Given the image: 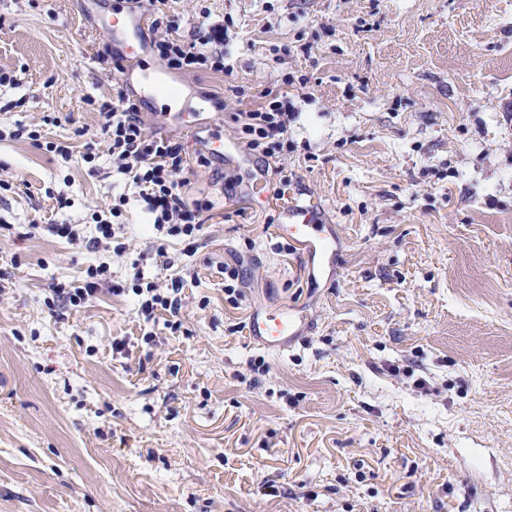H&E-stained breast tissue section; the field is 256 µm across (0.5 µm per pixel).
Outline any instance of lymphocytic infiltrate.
Wrapping results in <instances>:
<instances>
[{"label":"lymphocytic infiltrate","instance_id":"lymphocytic-infiltrate-1","mask_svg":"<svg viewBox=\"0 0 512 512\" xmlns=\"http://www.w3.org/2000/svg\"><path fill=\"white\" fill-rule=\"evenodd\" d=\"M137 6L153 15L154 28L160 36L154 42L159 60L169 69L193 71L206 68L224 69V55L216 49L224 39L220 28L198 29L192 36L180 32L178 20L164 11L165 0H135ZM260 107L242 113L239 135L244 146L253 153L271 157L288 146V126L294 114L287 95L266 91ZM100 131L109 145L112 163L118 173L129 176L156 231L181 241L198 240L205 224V213L212 210L210 200L187 201L182 188L186 152L180 140L147 133L136 103L125 95L100 108ZM164 269L171 276L166 287L136 273L138 283L133 293L137 298V314L144 320L166 315V329L178 332L183 307V278L172 273L171 261Z\"/></svg>","mask_w":512,"mask_h":512}]
</instances>
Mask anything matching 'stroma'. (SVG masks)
<instances>
[{
	"label": "stroma",
	"mask_w": 512,
	"mask_h": 512,
	"mask_svg": "<svg viewBox=\"0 0 512 512\" xmlns=\"http://www.w3.org/2000/svg\"><path fill=\"white\" fill-rule=\"evenodd\" d=\"M168 8L187 35L224 26L226 69L172 72L187 98L173 109L193 123L135 98L149 131L184 143L187 198L214 204L197 249L167 244L182 327L150 348L128 288L138 270L165 277L159 235L99 139V107L121 69L156 64L153 18L133 0H0L14 79L0 86V512H512V0ZM129 15L145 47L133 59L99 29ZM270 89L295 113L287 153L213 154ZM33 124L71 158L13 138ZM122 193L129 251L89 247L94 208ZM294 198L336 237L329 274L279 249ZM34 221L84 239L30 234ZM103 263L108 286L85 307L48 306ZM270 305L307 319L279 353L247 334Z\"/></svg>",
	"instance_id": "1"
}]
</instances>
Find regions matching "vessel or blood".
I'll list each match as a JSON object with an SVG mask.
<instances>
[{"label": "vessel or blood", "instance_id": "1", "mask_svg": "<svg viewBox=\"0 0 512 512\" xmlns=\"http://www.w3.org/2000/svg\"><path fill=\"white\" fill-rule=\"evenodd\" d=\"M139 20L130 16L124 20H106L102 26L111 35L113 42L124 44L129 53L141 50L139 43L130 41L129 33L137 30ZM282 237L301 245L310 265L323 267L331 262L333 250L330 240L318 222L316 211L305 204H293L283 209V220L279 226ZM304 318L294 311L281 309L254 312L249 323V334L257 344L270 349L282 350L301 333Z\"/></svg>", "mask_w": 512, "mask_h": 512}]
</instances>
